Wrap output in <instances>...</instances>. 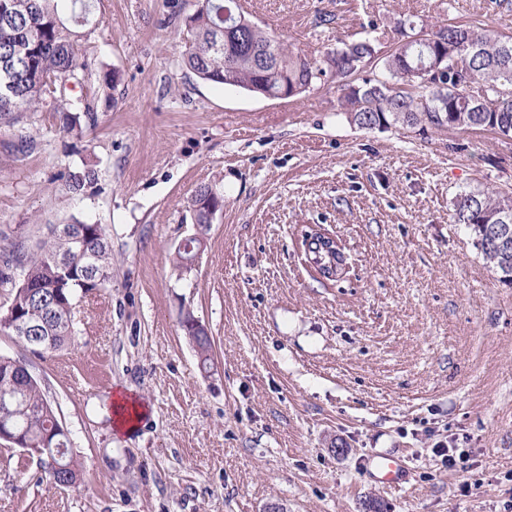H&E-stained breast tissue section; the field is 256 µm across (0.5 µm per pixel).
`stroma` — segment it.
Returning <instances> with one entry per match:
<instances>
[{
    "instance_id": "stroma-1",
    "label": "stroma",
    "mask_w": 512,
    "mask_h": 512,
    "mask_svg": "<svg viewBox=\"0 0 512 512\" xmlns=\"http://www.w3.org/2000/svg\"><path fill=\"white\" fill-rule=\"evenodd\" d=\"M197 7L89 0L76 24L64 0L91 75L63 105L93 120L68 133L46 106L0 124V235L29 246L77 219L106 225L112 249V284L79 298L65 350L42 357L0 332V355L37 377L82 466L61 490L0 448V512H512V285L452 221L460 192L512 188V138L359 128L328 76L287 100L203 82L181 62ZM242 8L315 57L375 33L388 52L400 25L512 33L499 0ZM21 131L35 143L24 155ZM90 166L97 184L70 192ZM203 184L224 208L201 230L188 200ZM312 225L340 243L344 277L308 261ZM198 231L199 261L176 270L178 242ZM188 314L213 339L209 371ZM117 388L146 412L127 436L106 404ZM439 447L462 452L465 472ZM381 454L406 459L410 484L365 476ZM191 320L197 321L193 315H186L182 321V328L196 348L200 359V368L207 371L208 368H210V351L212 349L211 337L208 331L197 330L193 325H190Z\"/></svg>"
}]
</instances>
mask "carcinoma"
Returning a JSON list of instances; mask_svg holds the SVG:
<instances>
[{
	"label": "carcinoma",
	"instance_id": "obj_1",
	"mask_svg": "<svg viewBox=\"0 0 512 512\" xmlns=\"http://www.w3.org/2000/svg\"><path fill=\"white\" fill-rule=\"evenodd\" d=\"M182 63L199 79L236 87L264 97L281 99L283 88L294 98L314 88L321 77L336 78L340 106L351 122L362 128L391 126L444 131L490 130L512 136V36L474 24L433 26L417 38L400 40L388 54H379L374 40L360 39L325 52L316 58L288 49L269 32L252 22L235 0H199L195 13L185 21ZM223 46L215 47L216 41ZM378 58L373 67L381 76L349 82L346 76L359 64ZM445 57L444 70L432 64ZM88 67L79 61L71 34L57 16V0H12L0 14V122L17 112H36L46 104L62 108L56 88L80 84ZM97 180L96 170L71 176L69 187L79 191ZM211 185L199 186L189 200L195 223H210L206 210ZM505 190H470L456 196L455 223L474 235L483 259L500 274L512 278V251L495 244V227L512 229V206ZM81 242L67 248L54 228L35 249L13 244L9 263L22 270L13 283L5 310H0V332L9 330L12 319L42 324L39 337L18 339L30 351L44 355L61 350L75 335L74 302L112 282V253L107 229L102 224L72 221ZM311 263L326 275L336 254L318 238L304 241ZM69 249L71 265L64 270L58 258ZM187 314L182 328L194 344L199 365L210 368L211 337L191 325ZM56 407L39 387L37 379L13 358L0 355V427L19 442L14 448H47L59 455L56 475L45 473L54 487L80 481L81 466L70 452L69 435L60 429Z\"/></svg>",
	"mask_w": 512,
	"mask_h": 512
}]
</instances>
